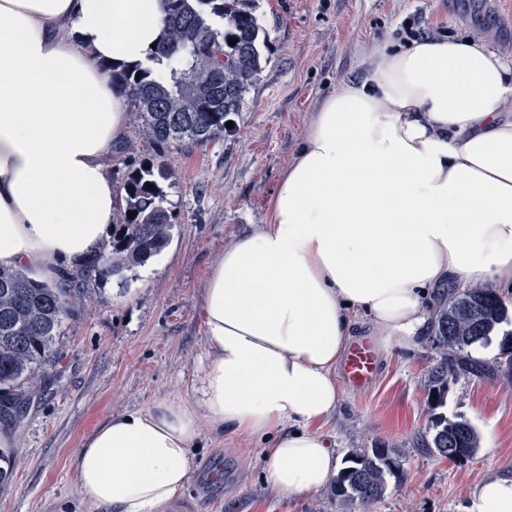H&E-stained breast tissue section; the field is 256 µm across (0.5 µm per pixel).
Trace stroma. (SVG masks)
<instances>
[{
    "instance_id": "obj_1",
    "label": "stroma",
    "mask_w": 512,
    "mask_h": 512,
    "mask_svg": "<svg viewBox=\"0 0 512 512\" xmlns=\"http://www.w3.org/2000/svg\"><path fill=\"white\" fill-rule=\"evenodd\" d=\"M268 36L261 68L233 126L217 140L157 151L139 112L113 148L109 174L121 182L143 162L163 165L173 205L170 245L127 285L94 277L57 341L50 378L23 385L25 420L7 431L11 476L0 485V512H82L73 460L110 417L184 395L205 349L201 306L205 280L233 238L265 223L283 173L323 98L344 80L365 77L364 49L399 45L403 21L418 18L435 36L474 37L512 61V0H255ZM380 373L368 390L340 389L337 411L321 426L331 448L396 449L401 481L391 482L371 512H462L489 474L512 477V374L496 369L450 382L444 415L459 416L480 437L458 464L433 456L428 377L432 341L420 351H379ZM196 468L174 512H362L341 507L329 491L287 501L262 478L261 451L200 424ZM222 464L219 493L209 471Z\"/></svg>"
}]
</instances>
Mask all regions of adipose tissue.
I'll use <instances>...</instances> for the list:
<instances>
[{
  "instance_id": "ef3b65f1",
  "label": "adipose tissue",
  "mask_w": 512,
  "mask_h": 512,
  "mask_svg": "<svg viewBox=\"0 0 512 512\" xmlns=\"http://www.w3.org/2000/svg\"><path fill=\"white\" fill-rule=\"evenodd\" d=\"M164 0H0V265L44 280L99 254L120 210L115 69L147 63ZM366 81L322 101L267 221L225 245L202 295L206 349L188 393L113 416L74 470L85 512H170L199 424L263 441V478L294 500L338 458L318 424L358 319L384 350L421 348L428 292L512 288V64L471 38L366 51ZM464 512H512L489 475Z\"/></svg>"
}]
</instances>
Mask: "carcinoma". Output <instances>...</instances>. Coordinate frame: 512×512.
Instances as JSON below:
<instances>
[{"instance_id":"carcinoma-1","label":"carcinoma","mask_w":512,"mask_h":512,"mask_svg":"<svg viewBox=\"0 0 512 512\" xmlns=\"http://www.w3.org/2000/svg\"><path fill=\"white\" fill-rule=\"evenodd\" d=\"M163 38L140 64L120 71L103 69L112 86L142 113L145 133L162 152L186 140L205 144L226 131L229 116L240 111L244 94L260 70L267 35L255 15L254 0H166ZM236 38L238 42L229 44ZM141 77H136V74ZM166 170L154 164L131 169L121 187L120 223L112 225V247L80 272H64L41 282L16 267H0V423L16 426L29 402L19 393L25 380L49 375L55 364L63 319L79 305L87 277H111L124 285L128 273L147 266L170 244L171 213L162 182ZM152 184L154 189L147 188ZM136 215L128 218L127 212ZM512 315L498 295L470 288L444 300L436 313L433 344L439 359L430 379V402L445 404L448 380L463 371L477 374L480 361L468 348L489 342ZM477 430L466 420L441 414L429 442L440 457L462 462L479 447ZM400 457L390 448H353L330 487L342 504L366 509L380 502L389 480L399 479Z\"/></svg>"}]
</instances>
